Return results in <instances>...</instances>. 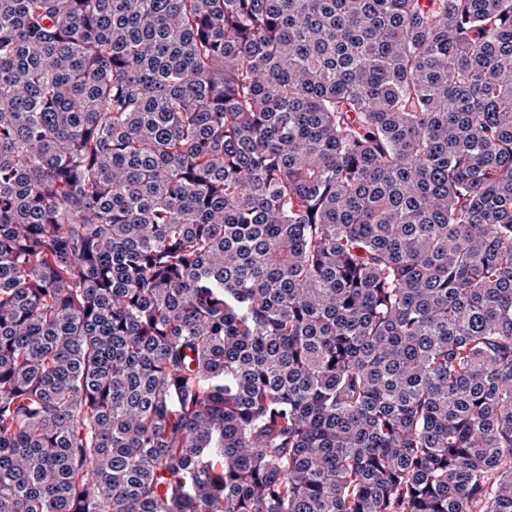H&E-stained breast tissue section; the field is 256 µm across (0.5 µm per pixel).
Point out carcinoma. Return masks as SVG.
I'll use <instances>...</instances> for the list:
<instances>
[{"mask_svg":"<svg viewBox=\"0 0 512 512\" xmlns=\"http://www.w3.org/2000/svg\"><path fill=\"white\" fill-rule=\"evenodd\" d=\"M0 512H512V0H0Z\"/></svg>","mask_w":512,"mask_h":512,"instance_id":"carcinoma-1","label":"carcinoma"}]
</instances>
